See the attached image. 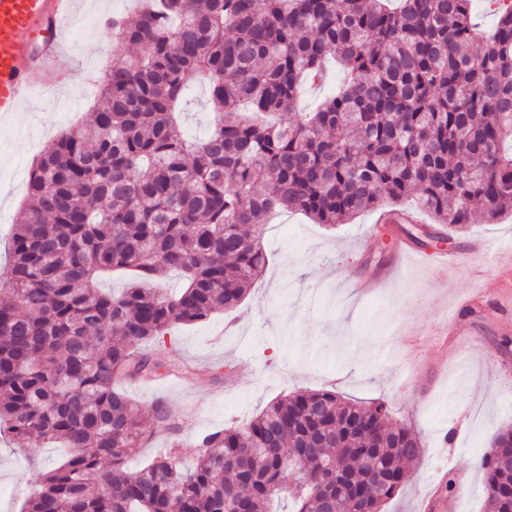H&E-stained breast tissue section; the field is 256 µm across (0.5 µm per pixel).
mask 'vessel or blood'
<instances>
[{"label": "vessel or blood", "instance_id": "vessel-or-blood-1", "mask_svg": "<svg viewBox=\"0 0 512 512\" xmlns=\"http://www.w3.org/2000/svg\"><path fill=\"white\" fill-rule=\"evenodd\" d=\"M73 0H0V119L71 73L57 61L70 31Z\"/></svg>", "mask_w": 512, "mask_h": 512}]
</instances>
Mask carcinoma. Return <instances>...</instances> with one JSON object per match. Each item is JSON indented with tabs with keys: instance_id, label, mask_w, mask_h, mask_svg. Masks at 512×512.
I'll return each mask as SVG.
<instances>
[{
	"instance_id": "carcinoma-1",
	"label": "carcinoma",
	"mask_w": 512,
	"mask_h": 512,
	"mask_svg": "<svg viewBox=\"0 0 512 512\" xmlns=\"http://www.w3.org/2000/svg\"><path fill=\"white\" fill-rule=\"evenodd\" d=\"M136 65L114 61L103 106L31 164L28 204L0 268V434L71 449L39 477L24 512H381L421 451L382 402L298 390L242 425L203 435L194 467L176 446L137 472L139 406L117 377L187 373L154 342L236 308L264 271L261 229L291 208L316 224L413 197L434 227L429 247L481 210L512 203V4L482 31L471 0H143L109 22ZM346 80L294 124L327 60ZM194 81L215 124L184 137L177 114ZM170 270L171 297L150 284ZM130 273L116 296L97 288ZM485 453L486 512H512V429Z\"/></svg>"
}]
</instances>
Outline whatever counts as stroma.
Segmentation results:
<instances>
[{
  "mask_svg": "<svg viewBox=\"0 0 512 512\" xmlns=\"http://www.w3.org/2000/svg\"><path fill=\"white\" fill-rule=\"evenodd\" d=\"M131 13L130 0H77L61 57L72 83L36 94L0 122L1 262L33 159L97 106L91 75L130 53L115 44L106 19ZM212 121L204 88L194 87L182 133L202 139ZM375 216L368 210L330 230L279 210L262 232L268 265L243 303L166 336L169 360L188 363L190 375L116 386L138 403L146 427L155 424L151 405L164 402L181 427L178 451L189 465L199 436L241 424L294 391L332 387L347 400H384L393 423L420 439L421 452L383 512H425L434 495L447 512H485L477 460L497 430L512 426V293L498 262L501 244L512 240V211L493 224L478 216L451 230L447 252L488 244L479 266L443 263L429 248L377 295L359 298L350 280L383 270L394 256L378 243L363 247ZM68 454L36 440L18 448L0 437V512H21L36 474ZM447 477L455 491L443 490Z\"/></svg>",
  "mask_w": 512,
  "mask_h": 512,
  "instance_id": "obj_1",
  "label": "stroma"
}]
</instances>
